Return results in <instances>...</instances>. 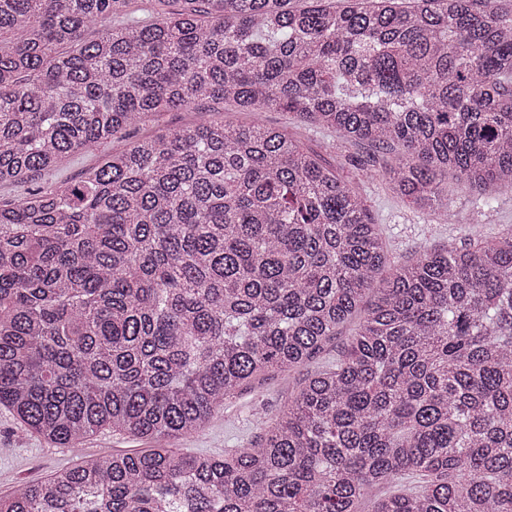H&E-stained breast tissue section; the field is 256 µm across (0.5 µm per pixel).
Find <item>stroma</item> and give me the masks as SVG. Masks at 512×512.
Wrapping results in <instances>:
<instances>
[{"label": "stroma", "mask_w": 512, "mask_h": 512, "mask_svg": "<svg viewBox=\"0 0 512 512\" xmlns=\"http://www.w3.org/2000/svg\"><path fill=\"white\" fill-rule=\"evenodd\" d=\"M261 119L267 126L285 131L305 149L336 167L366 199L387 243L389 266L408 263L420 250L442 247L451 238L465 233L482 238L512 227L510 192L497 194L496 210L488 216L472 205L479 195L478 190L450 187L448 199L454 221L448 224L434 209L420 210L379 182L359 176L357 165L372 158L370 149L316 130L288 112L269 110L262 113ZM306 375L303 369L288 374L274 373L261 385L244 387L225 402L223 409L202 431L173 440V448L182 453L207 452L220 457L231 448L251 447L258 434L254 417L273 423L289 392L295 390ZM144 446V441L106 429L87 438L79 448H61L26 435L8 410L0 407V496L10 494L19 483L46 480L58 469L75 466L83 457L132 453Z\"/></svg>", "instance_id": "1"}]
</instances>
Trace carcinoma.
I'll use <instances>...</instances> for the list:
<instances>
[{
    "label": "carcinoma",
    "instance_id": "1",
    "mask_svg": "<svg viewBox=\"0 0 512 512\" xmlns=\"http://www.w3.org/2000/svg\"><path fill=\"white\" fill-rule=\"evenodd\" d=\"M0 0V406L73 448L152 443L22 482L0 512H512V227L386 276L368 206L256 118L398 151L416 204L512 192V0ZM98 28L93 39L86 31ZM110 151L71 180L59 163ZM251 448L178 453L243 387L313 362ZM211 117L214 116L203 115L198 112H164V114L160 116L155 122H147L145 125H140L130 129L126 134V137L123 140L116 142L115 145L119 147L128 145L135 141L138 137L151 133L159 127H186L197 124Z\"/></svg>",
    "mask_w": 512,
    "mask_h": 512
}]
</instances>
